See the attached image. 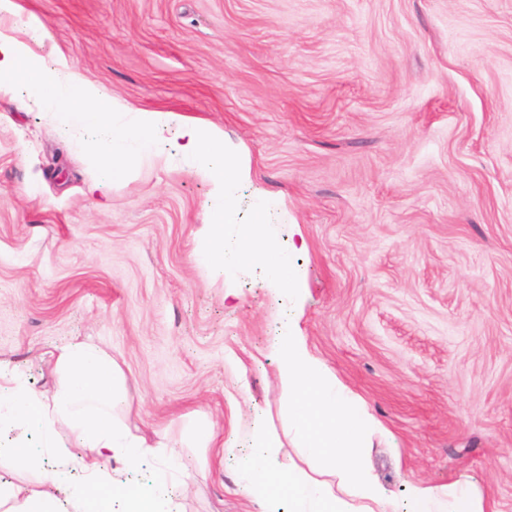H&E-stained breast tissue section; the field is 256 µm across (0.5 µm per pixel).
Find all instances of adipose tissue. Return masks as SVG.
I'll use <instances>...</instances> for the list:
<instances>
[{"label": "adipose tissue", "instance_id": "1", "mask_svg": "<svg viewBox=\"0 0 512 512\" xmlns=\"http://www.w3.org/2000/svg\"><path fill=\"white\" fill-rule=\"evenodd\" d=\"M271 349L285 395L288 432L308 467L283 464L280 443L262 417L244 425L246 448L234 458L240 494L268 512L288 503L289 512H396L363 465L360 450L375 423L322 363L308 352L289 320H282ZM57 388H32L25 375L0 360V429L37 430L41 445L55 448L58 426L71 450L42 464L22 442L0 446V458L37 473L39 491L0 479V512H173L174 495L187 486L177 452L160 460L150 483L133 479L148 455V438L115 411L128 395L114 360L92 342L74 339L56 347ZM116 460L118 468L103 464ZM407 512H485L481 499L457 488H412Z\"/></svg>", "mask_w": 512, "mask_h": 512}]
</instances>
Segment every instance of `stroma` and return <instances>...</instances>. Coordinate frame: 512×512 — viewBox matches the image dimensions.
<instances>
[{
    "instance_id": "obj_1",
    "label": "stroma",
    "mask_w": 512,
    "mask_h": 512,
    "mask_svg": "<svg viewBox=\"0 0 512 512\" xmlns=\"http://www.w3.org/2000/svg\"><path fill=\"white\" fill-rule=\"evenodd\" d=\"M107 97L207 124L271 192L297 300L261 271L193 259L218 188L155 157L99 180L75 139L0 94V359L43 391L54 347L93 340L133 428L179 447L178 512H258L223 443L282 417L270 341L286 316L375 420L362 458L386 497L461 484L512 512V0H17ZM100 181L97 197L86 187ZM214 424L208 448L181 444Z\"/></svg>"
}]
</instances>
